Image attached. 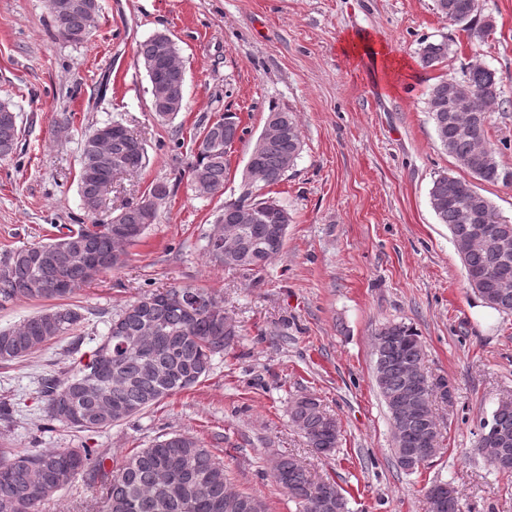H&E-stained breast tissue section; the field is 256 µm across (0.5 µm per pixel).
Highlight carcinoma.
<instances>
[{
  "label": "carcinoma",
  "mask_w": 512,
  "mask_h": 512,
  "mask_svg": "<svg viewBox=\"0 0 512 512\" xmlns=\"http://www.w3.org/2000/svg\"><path fill=\"white\" fill-rule=\"evenodd\" d=\"M73 7L64 21L55 24L60 38L71 43L85 41L91 32L86 9L88 0H71ZM437 10L448 22L465 31L480 33L486 23L479 22L478 0H436ZM448 39L424 40L418 57L422 68H435L448 60ZM139 61L150 83H165L171 88L169 104L152 103L153 112L163 120L174 118L183 107L185 69L179 51L166 34H156L139 45ZM496 73L487 66L471 64L464 78H441L428 86L426 108L434 124L440 147L469 178L449 173L439 175L429 191L431 208L439 223L448 225L452 239H468L469 245L458 251L466 282L489 308L512 312V281L500 279L497 268L507 263L512 270V247L506 253L493 243L470 238L468 223L461 218L467 208L479 211L482 223L491 226L512 244V223L503 219L494 203L479 191L476 182L512 184V170L498 160L500 149L487 137V120L500 100ZM267 120L278 130L259 136L248 158L251 169L244 178L254 189L242 191L234 200L224 202V211L216 223L224 230L234 229L233 246L214 245L207 240V252L216 263L245 274L263 269L283 249L290 223L288 210L257 190L277 184L288 177L302 152V135L294 112L272 109ZM112 138L89 135L83 143L78 184L84 207L94 211L103 202L98 196L104 176L100 159L112 160V174L136 172L146 163L143 140L123 122L112 121ZM208 146L193 151L189 175L195 193L213 196L224 190L227 157L232 145L243 139L239 117L226 112L220 120L203 129ZM18 113L8 103H0V159L15 154L18 147ZM253 211L259 220L252 224L239 221L240 212ZM156 218L155 204H128L108 224L65 226L48 242H37L7 250L0 256V305L17 297L62 300L89 283L85 270L68 265L54 254L59 245L107 259L104 271L120 267L125 247L138 239L117 241L115 229L121 224L147 226ZM67 280L72 287L56 289L54 284ZM192 293L210 304L194 318L177 296ZM228 316L224 307L202 288H170L150 293L127 305L113 320L120 321L123 334L135 345L116 348L106 373L83 388L72 385L83 369L78 363L70 378L60 381L47 377L42 393L48 421L69 425L82 431H97L116 423L112 407L129 409V416L161 400L189 389L210 370L213 357L231 346L238 331H224ZM86 320L70 304H50L19 325L0 330V364L19 361L46 343L69 335ZM375 360H384V373L374 372L377 388L394 415L396 402L411 388L407 368L423 363L424 351L416 331L403 323H387L375 333ZM424 412L407 423L410 434L429 436L426 445L394 449L397 466L412 473L443 453L441 431L432 410L438 387L419 389ZM290 420L319 453L329 455L338 448L340 428L327 415L319 400L301 396L288 402ZM483 432L496 430L512 434V398L499 402L491 416L480 420ZM105 453L99 448H0V512H38L39 506L59 491L83 478L98 483L103 499L102 512H267L262 498L235 490L224 464L200 441L179 433H168L145 448L125 455L106 470ZM274 482L296 504L298 512L317 495L341 492L334 481L315 479L292 456L269 459Z\"/></svg>",
  "instance_id": "cac0c4a2"
}]
</instances>
